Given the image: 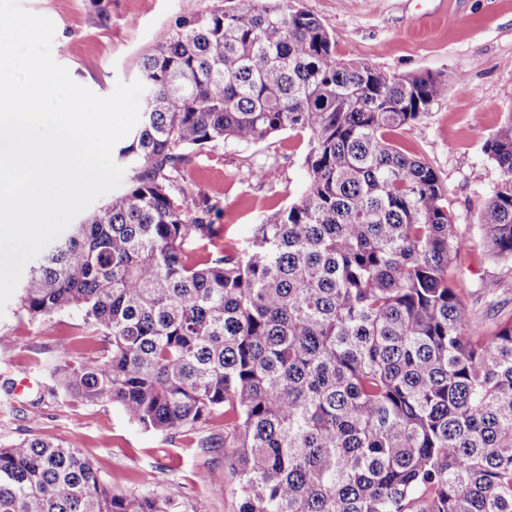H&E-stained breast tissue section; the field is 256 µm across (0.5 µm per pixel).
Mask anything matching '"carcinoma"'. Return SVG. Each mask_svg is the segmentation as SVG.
Listing matches in <instances>:
<instances>
[{"label": "carcinoma", "mask_w": 512, "mask_h": 512, "mask_svg": "<svg viewBox=\"0 0 512 512\" xmlns=\"http://www.w3.org/2000/svg\"><path fill=\"white\" fill-rule=\"evenodd\" d=\"M142 117L117 160L127 188L44 249L17 313L81 316L103 351L44 364L57 393L146 430L224 410L239 512H512V320L466 316L449 274L466 239L437 173L388 134L448 90L385 74L292 0H213L138 62ZM307 135L305 186L249 250L189 264L212 239L189 155ZM480 215L512 261V116L486 142ZM425 495L414 510L416 494ZM107 485L78 448L0 447V512H167Z\"/></svg>", "instance_id": "obj_1"}]
</instances>
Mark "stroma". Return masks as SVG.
I'll list each match as a JSON object with an SVG mask.
<instances>
[{"instance_id":"stroma-1","label":"stroma","mask_w":512,"mask_h":512,"mask_svg":"<svg viewBox=\"0 0 512 512\" xmlns=\"http://www.w3.org/2000/svg\"><path fill=\"white\" fill-rule=\"evenodd\" d=\"M21 6L55 26L54 60L71 78L100 96L117 81L138 80V60L162 42L185 11L184 0H20ZM333 35L337 51L354 48L390 75L441 73L467 80V93L449 85L417 126L390 135L395 146L432 167L447 189L445 203L469 241L452 272L469 319L493 324L512 318V263L492 259L478 217L498 174L484 146L512 116V0H294ZM305 135L285 131L256 143L233 140L192 154L190 179L210 185L218 211L213 240L187 238L182 251L195 264L223 250L248 248L255 224L284 206L307 181ZM265 170L262 182L252 169ZM494 286L487 296L486 286ZM0 445L40 436L79 450L117 490H154L169 512H238L237 484L227 472L232 449L224 447V415L196 429L161 433L131 422L118 407L55 395L41 370L45 360L68 354L97 355L102 343L87 336L79 316L29 319L8 302L0 313ZM32 389L12 394L22 376ZM212 447L199 445L202 437ZM224 472L212 489L211 472Z\"/></svg>"}]
</instances>
